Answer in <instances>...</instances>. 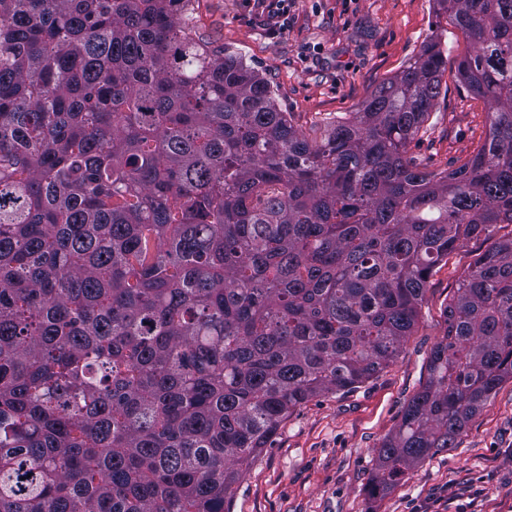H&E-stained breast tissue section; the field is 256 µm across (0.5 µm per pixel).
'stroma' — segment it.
<instances>
[{
    "mask_svg": "<svg viewBox=\"0 0 512 512\" xmlns=\"http://www.w3.org/2000/svg\"><path fill=\"white\" fill-rule=\"evenodd\" d=\"M192 24L214 46L241 54L313 140L359 111L372 87L441 31L448 53L440 93L411 153L429 169L451 170L485 138L486 107L457 78L466 43L435 0H295L278 28L252 0H199ZM510 238L512 224H498L449 253L426 285L397 360L354 390L297 408L236 485L229 512H512V381L473 417L454 450L426 459L382 497L367 493L377 448L427 381L458 280Z\"/></svg>",
    "mask_w": 512,
    "mask_h": 512,
    "instance_id": "1",
    "label": "stroma"
}]
</instances>
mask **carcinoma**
Returning a JSON list of instances; mask_svg holds the SVG:
<instances>
[{
	"label": "carcinoma",
	"instance_id": "obj_1",
	"mask_svg": "<svg viewBox=\"0 0 512 512\" xmlns=\"http://www.w3.org/2000/svg\"><path fill=\"white\" fill-rule=\"evenodd\" d=\"M192 0H0V512H226L302 404L394 362L435 267L512 224V0H436L483 143L409 146L430 37L311 142ZM372 498L512 380V239L461 277Z\"/></svg>",
	"mask_w": 512,
	"mask_h": 512
}]
</instances>
